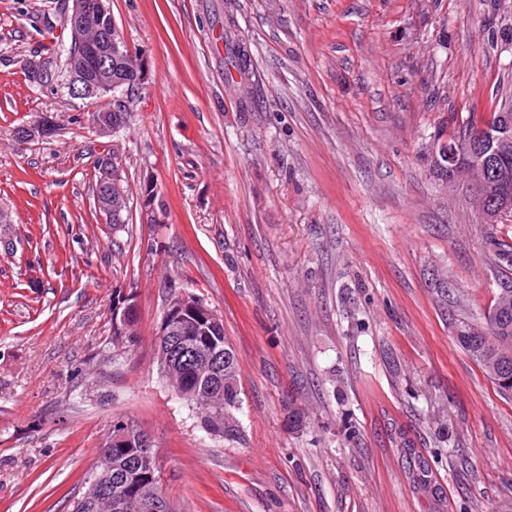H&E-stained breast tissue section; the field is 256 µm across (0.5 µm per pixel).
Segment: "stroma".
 Instances as JSON below:
<instances>
[{
  "instance_id": "35a3bbf8",
  "label": "stroma",
  "mask_w": 512,
  "mask_h": 512,
  "mask_svg": "<svg viewBox=\"0 0 512 512\" xmlns=\"http://www.w3.org/2000/svg\"><path fill=\"white\" fill-rule=\"evenodd\" d=\"M256 109L224 71V0H112L149 70L119 98L63 83L68 0H0V512H71L111 423L154 440L180 512H512V401L456 341L486 330L491 230L438 130L512 97V0H236ZM55 77L31 83L28 59ZM120 101L116 136L94 114ZM49 117L46 139L16 131ZM120 144L127 230L94 166ZM164 200L147 223L141 186ZM134 291L119 366L112 303ZM222 317L242 438L160 378L172 295ZM303 423L291 426L292 413Z\"/></svg>"
}]
</instances>
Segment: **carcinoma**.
<instances>
[{
  "instance_id": "cac0c4a2",
  "label": "carcinoma",
  "mask_w": 512,
  "mask_h": 512,
  "mask_svg": "<svg viewBox=\"0 0 512 512\" xmlns=\"http://www.w3.org/2000/svg\"><path fill=\"white\" fill-rule=\"evenodd\" d=\"M224 65L230 66L239 74L243 84V96L239 100L242 111H252L250 87V57L247 50L231 38H224ZM125 88L132 90L141 85L140 71L134 68L133 60L126 59V65L120 69ZM498 113H490L487 119L471 116L453 140H465L480 125L493 123ZM496 247L495 256L500 268H512V244L496 236L492 237ZM500 299H495L489 313L487 332L477 334L471 328L463 329L456 336L458 345L469 353L480 365L483 372L494 384L499 396L512 400V348L504 350L500 340H512V310L506 313L498 311ZM181 342L210 343L220 348H233L224 336L223 321L213 325L204 324L191 317L182 322ZM112 346V365H118L119 358L135 345L134 337L112 332L109 339ZM178 351L167 350L168 358L156 355L157 370L170 388L178 387L183 400L198 410L203 428L211 435L228 442L240 439L237 413L240 409L239 361L224 366L220 378L209 381L208 367L191 365L182 372H175ZM126 439L120 444L114 442V430L108 429L100 450L108 454L112 464V499L88 500L80 512H151L146 504L151 499H167L161 480V467L153 463L141 467H132L130 462L141 452L138 436L143 431L134 421H124Z\"/></svg>"
}]
</instances>
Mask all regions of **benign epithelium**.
Masks as SVG:
<instances>
[{
	"mask_svg": "<svg viewBox=\"0 0 512 512\" xmlns=\"http://www.w3.org/2000/svg\"><path fill=\"white\" fill-rule=\"evenodd\" d=\"M71 29L68 89L74 96H104L124 90L123 83L112 76V60L128 55L129 46L112 18L110 0H72L71 13L65 17ZM30 78L43 84L50 74L43 62L27 61ZM431 154L445 170L448 181L460 174L485 189L489 199L484 216L487 223L512 215V112L504 110L501 121L485 127L476 138L465 143L439 139L432 143ZM123 151L112 143V154L101 158L98 182L103 201L97 203L101 221L108 224L112 214L128 205L122 189ZM136 309V297L129 291L112 305L113 328L128 329L130 314ZM215 322L218 317L197 298L180 294L164 312L157 332L158 345L177 340L181 322L187 315Z\"/></svg>",
	"mask_w": 512,
	"mask_h": 512,
	"instance_id": "obj_1",
	"label": "benign epithelium"
}]
</instances>
